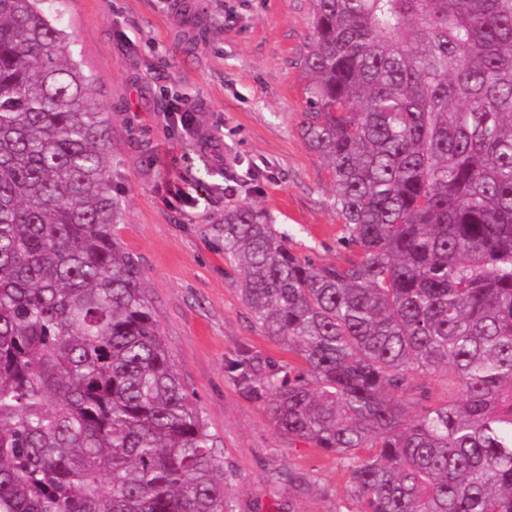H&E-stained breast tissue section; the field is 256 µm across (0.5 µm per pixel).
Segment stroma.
<instances>
[{"label":"stroma","instance_id":"35a3bbf8","mask_svg":"<svg viewBox=\"0 0 512 512\" xmlns=\"http://www.w3.org/2000/svg\"><path fill=\"white\" fill-rule=\"evenodd\" d=\"M58 24L112 122V234L141 263L144 286L176 371L226 464L238 512H336L349 499L335 456L279 436L269 412L227 365L292 355L252 322L211 218L252 205L288 229L295 251L339 261L334 188L300 126L307 109L299 57L311 0H51ZM192 105L193 126L172 115ZM208 136L209 188L196 207L178 197L193 171L186 143ZM310 481H273L282 471Z\"/></svg>","mask_w":512,"mask_h":512}]
</instances>
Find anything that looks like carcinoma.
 Returning <instances> with one entry per match:
<instances>
[{
  "label": "carcinoma",
  "mask_w": 512,
  "mask_h": 512,
  "mask_svg": "<svg viewBox=\"0 0 512 512\" xmlns=\"http://www.w3.org/2000/svg\"><path fill=\"white\" fill-rule=\"evenodd\" d=\"M45 4L0 0V512H237L112 237L109 116ZM311 29L301 134L348 256L224 209L252 321L302 360L229 371L336 455L357 512H512V0H312Z\"/></svg>",
  "instance_id": "1"
}]
</instances>
